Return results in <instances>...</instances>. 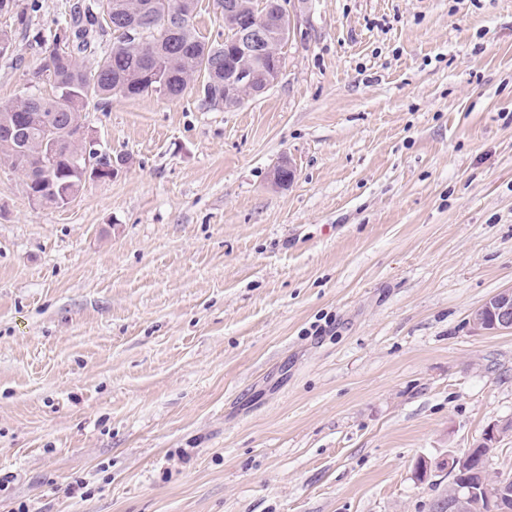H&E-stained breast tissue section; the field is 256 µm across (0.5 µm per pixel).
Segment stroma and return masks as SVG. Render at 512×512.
<instances>
[{"label": "stroma", "instance_id": "stroma-1", "mask_svg": "<svg viewBox=\"0 0 512 512\" xmlns=\"http://www.w3.org/2000/svg\"><path fill=\"white\" fill-rule=\"evenodd\" d=\"M74 2L0 14V104ZM291 4L264 94L87 112L70 203L0 162V512H432L493 424L512 474V0ZM474 327L486 333L512 331V289L491 296L471 316Z\"/></svg>", "mask_w": 512, "mask_h": 512}]
</instances>
